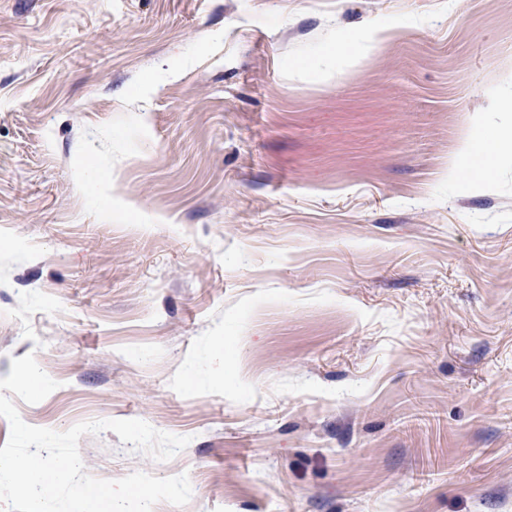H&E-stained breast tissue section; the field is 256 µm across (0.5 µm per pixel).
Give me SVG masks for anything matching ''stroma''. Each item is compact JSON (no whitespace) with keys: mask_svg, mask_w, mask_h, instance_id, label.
I'll use <instances>...</instances> for the list:
<instances>
[{"mask_svg":"<svg viewBox=\"0 0 512 512\" xmlns=\"http://www.w3.org/2000/svg\"><path fill=\"white\" fill-rule=\"evenodd\" d=\"M512 0H0V393L141 419L152 512H512Z\"/></svg>","mask_w":512,"mask_h":512,"instance_id":"stroma-1","label":"stroma"}]
</instances>
